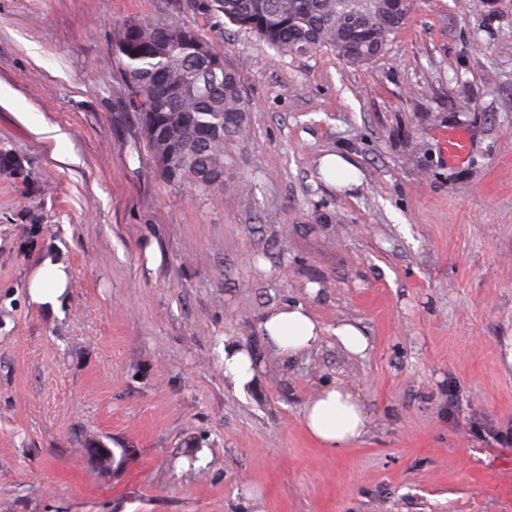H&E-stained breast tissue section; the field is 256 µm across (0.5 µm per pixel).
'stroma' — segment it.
Listing matches in <instances>:
<instances>
[{
	"label": "stroma",
	"mask_w": 512,
	"mask_h": 512,
	"mask_svg": "<svg viewBox=\"0 0 512 512\" xmlns=\"http://www.w3.org/2000/svg\"><path fill=\"white\" fill-rule=\"evenodd\" d=\"M203 4L0 0V512H512V0H411L359 66ZM133 20L238 66L223 187L157 172L113 49ZM329 152L354 183L323 179ZM50 251L56 312L27 290ZM298 302L323 336L288 359L261 322ZM228 344L254 357L242 394ZM336 382L369 425L332 454L303 410ZM441 150L449 160L457 161L465 158L468 152L469 139L464 132L444 134L440 141ZM335 335L349 353L361 356L368 348V340L353 323L343 322L336 326Z\"/></svg>",
	"instance_id": "stroma-1"
}]
</instances>
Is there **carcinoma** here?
Listing matches in <instances>:
<instances>
[{
	"label": "carcinoma",
	"instance_id": "1",
	"mask_svg": "<svg viewBox=\"0 0 512 512\" xmlns=\"http://www.w3.org/2000/svg\"><path fill=\"white\" fill-rule=\"evenodd\" d=\"M207 11L253 33L283 55L297 56L330 46L354 64L378 57L404 24L409 0H207ZM201 43L205 54L185 46ZM115 50L125 72L137 78L139 122L156 169L168 183H190L206 191L224 187L207 171L224 168V140L245 127L248 107L237 68L191 28L127 23ZM224 64L218 78L185 97L178 87L208 68Z\"/></svg>",
	"mask_w": 512,
	"mask_h": 512
}]
</instances>
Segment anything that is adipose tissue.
I'll use <instances>...</instances> for the list:
<instances>
[{
	"label": "adipose tissue",
	"instance_id": "ef3b65f1",
	"mask_svg": "<svg viewBox=\"0 0 512 512\" xmlns=\"http://www.w3.org/2000/svg\"><path fill=\"white\" fill-rule=\"evenodd\" d=\"M70 272L63 259L47 255L28 282L32 301L57 307ZM269 347L276 353L296 357L315 349L322 329L300 303L286 304L268 313L261 324ZM303 424L324 449L336 452L361 439L368 418L362 401L347 386L338 384L319 391L306 405Z\"/></svg>",
	"mask_w": 512,
	"mask_h": 512
}]
</instances>
